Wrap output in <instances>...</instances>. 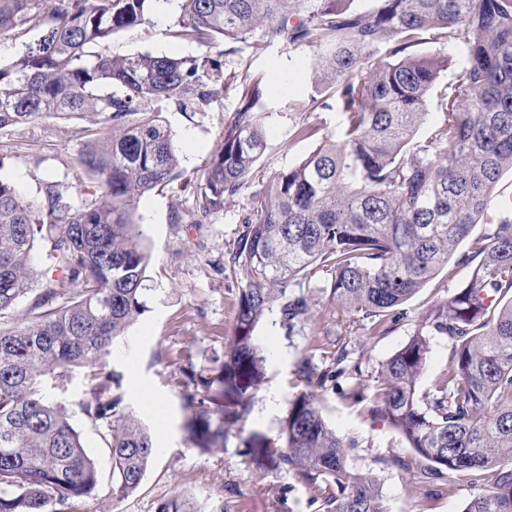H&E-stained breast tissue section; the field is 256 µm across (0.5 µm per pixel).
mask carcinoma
Masks as SVG:
<instances>
[{
  "label": "carcinoma",
  "mask_w": 512,
  "mask_h": 512,
  "mask_svg": "<svg viewBox=\"0 0 512 512\" xmlns=\"http://www.w3.org/2000/svg\"><path fill=\"white\" fill-rule=\"evenodd\" d=\"M150 0H0V39L40 30L0 63V129L43 118L85 119L91 140L77 162L99 196L79 208L60 181L27 197L0 179V318L28 300L27 321L0 328V512H77L100 477L63 393L67 371L87 369L80 412L103 427L113 499L135 494L157 453L150 430L126 411L108 370L112 341L147 309L151 254L136 210L177 184L204 224L241 193L266 148L260 81L239 80L221 55H106L93 48L150 23ZM173 36L256 49L280 42L315 56L312 83L336 96V133L275 172L243 216L233 253L239 284L234 335L219 366L180 369L189 443L224 446L265 379L255 335L277 306L288 335L308 320L318 287L339 309L385 332L448 265L477 224L468 284L430 307L409 341L379 365L372 411L420 461L423 481L445 472L473 487L463 512H512V210L486 222L494 189L512 172V0H177ZM297 21H292V18ZM422 43L453 53H416ZM453 67V78L442 74ZM240 105L204 171L186 176L161 106L205 113L229 91ZM436 98L432 136L412 144ZM45 250L50 267L33 263ZM40 278L50 287L34 293ZM450 342L448 366L420 390L431 337ZM350 352L310 360L306 390L288 402L274 463L309 485L320 512H388L380 484L350 466L355 443L324 420L317 391L345 373ZM156 512H194L176 495Z\"/></svg>",
  "instance_id": "obj_1"
}]
</instances>
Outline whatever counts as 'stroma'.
Returning <instances> with one entry per match:
<instances>
[{
    "label": "stroma",
    "instance_id": "1",
    "mask_svg": "<svg viewBox=\"0 0 512 512\" xmlns=\"http://www.w3.org/2000/svg\"><path fill=\"white\" fill-rule=\"evenodd\" d=\"M173 19L170 11L151 13L149 24L118 32L99 50L108 55L219 54L217 48L171 37ZM223 57L233 71L261 83L267 148L247 190L227 200L209 223H191L192 199L173 185L154 189L139 204L152 255L147 310L125 336L114 340L109 367L120 377L127 410L152 431L158 452L140 489L113 501L112 512H155L159 502L175 494L189 499L195 512H316L307 484L268 459L253 458L248 449L254 438L277 439L289 399L305 388L300 364L307 359L319 365L333 361L341 347L351 352L349 367L320 391L319 407L340 437L355 440L351 466L379 479L389 512H463L470 486L460 481L449 493L444 480L421 483L414 470L392 465L390 456L409 460L413 453L370 407L380 363L408 342L431 305L469 282L472 267L461 260L470 251L466 242L459 246L458 258L404 304V316L384 335H370L368 322L354 321L317 288L309 291L310 318L302 333L289 335L279 310L268 312L256 329L267 356L265 379L247 411L229 427L223 447L203 452L188 444L178 369L212 365L234 333L238 283L229 260L246 230L242 215L269 175L297 164L315 148V140L292 137V120H308L323 136L335 133L339 121L335 97L317 94L311 83L309 51L280 43L255 50L239 43ZM238 104V93L231 92L205 114L189 116L163 107L188 175L204 170ZM88 127L78 118H45L1 129L0 155H7L10 163L0 170V178L32 196L39 189L33 175L39 172L72 186L74 206L94 199L95 190L77 163ZM178 213L184 216L179 223L174 220ZM69 376L67 392L50 388L46 394L75 411L73 424L101 474L99 495L83 499L78 512H99L102 496L112 490L110 450L103 430L76 412L85 397L84 369L72 368Z\"/></svg>",
    "mask_w": 512,
    "mask_h": 512
}]
</instances>
